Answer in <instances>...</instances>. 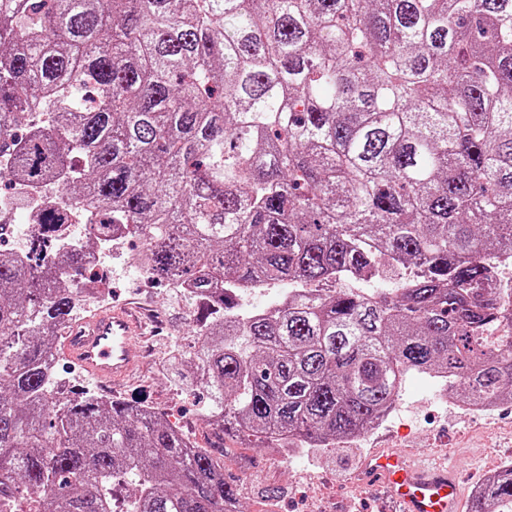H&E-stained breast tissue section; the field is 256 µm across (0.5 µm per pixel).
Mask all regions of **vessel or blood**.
<instances>
[{
	"instance_id": "obj_1",
	"label": "vessel or blood",
	"mask_w": 512,
	"mask_h": 512,
	"mask_svg": "<svg viewBox=\"0 0 512 512\" xmlns=\"http://www.w3.org/2000/svg\"><path fill=\"white\" fill-rule=\"evenodd\" d=\"M146 324L130 309H105L74 325L59 346L62 357L99 383L120 387L132 381V347ZM363 475L379 485L397 512H459L457 477L437 456L415 464L392 451L368 457Z\"/></svg>"
}]
</instances>
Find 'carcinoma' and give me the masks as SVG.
I'll use <instances>...</instances> for the list:
<instances>
[{
	"mask_svg": "<svg viewBox=\"0 0 512 512\" xmlns=\"http://www.w3.org/2000/svg\"><path fill=\"white\" fill-rule=\"evenodd\" d=\"M0 157L188 294L194 352L168 372L206 392L212 435L50 394L83 255L46 249L67 214L45 209L27 256L0 251V501L243 512L227 437L326 448L411 372L512 401V350L483 338L512 310L473 296L512 258V0H0ZM410 267L390 292H315ZM255 288L279 293L257 308ZM469 512H512V465Z\"/></svg>",
	"mask_w": 512,
	"mask_h": 512,
	"instance_id": "cac0c4a2",
	"label": "carcinoma"
}]
</instances>
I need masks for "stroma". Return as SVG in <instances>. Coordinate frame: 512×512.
<instances>
[{
  "label": "stroma",
  "instance_id": "stroma-1",
  "mask_svg": "<svg viewBox=\"0 0 512 512\" xmlns=\"http://www.w3.org/2000/svg\"><path fill=\"white\" fill-rule=\"evenodd\" d=\"M111 294L112 305H137L155 328L153 336L135 345L139 372L134 384L113 390V397L155 408L192 442L206 446L209 430L201 418V395L179 389L166 374L168 345L185 337L184 319L178 318L162 285L145 282L133 287L116 278ZM445 391L441 381L408 374L386 421L358 440L297 451L278 467L268 466L270 451L256 442L225 440L224 475L238 485L245 512H262L264 492L270 487L280 491V512H391L379 489L357 479L364 459L391 447L402 448L415 460L437 451L454 462L462 503L470 505L471 492L486 472L512 459V405L466 415L441 403Z\"/></svg>",
  "mask_w": 512,
  "mask_h": 512
}]
</instances>
